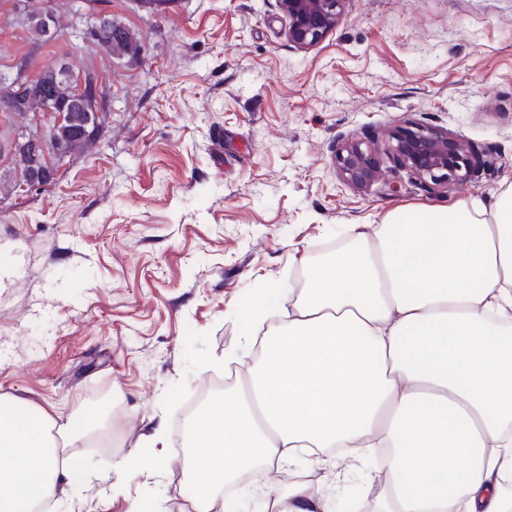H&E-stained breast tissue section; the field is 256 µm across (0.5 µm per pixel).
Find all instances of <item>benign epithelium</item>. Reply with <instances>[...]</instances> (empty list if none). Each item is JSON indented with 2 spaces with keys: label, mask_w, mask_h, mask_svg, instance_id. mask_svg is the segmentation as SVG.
<instances>
[{
  "label": "benign epithelium",
  "mask_w": 512,
  "mask_h": 512,
  "mask_svg": "<svg viewBox=\"0 0 512 512\" xmlns=\"http://www.w3.org/2000/svg\"><path fill=\"white\" fill-rule=\"evenodd\" d=\"M349 0H277V6L288 18V38L300 49L322 43L345 14ZM49 40L58 34L55 12L51 9L33 16ZM76 102L84 112L80 131L96 136L101 123L99 113L104 105L101 84L92 73L72 75ZM31 84V78L19 76L15 83L0 91V99L11 103ZM388 155L422 184L432 188L453 190L471 180L479 164L477 154L467 141L441 128L418 125L393 133ZM336 171L345 185L356 192L369 190L380 178L375 149L359 137L341 139L333 157ZM57 170L41 171L31 182L22 185L26 192L52 183Z\"/></svg>",
  "instance_id": "obj_1"
}]
</instances>
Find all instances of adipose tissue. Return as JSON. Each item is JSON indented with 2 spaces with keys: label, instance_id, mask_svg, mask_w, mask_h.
Here are the masks:
<instances>
[{
  "label": "adipose tissue",
  "instance_id": "obj_1",
  "mask_svg": "<svg viewBox=\"0 0 512 512\" xmlns=\"http://www.w3.org/2000/svg\"><path fill=\"white\" fill-rule=\"evenodd\" d=\"M282 294L287 315L253 311L225 352L246 380L195 423L194 512H236L245 475L263 512H335L365 466L357 512H512V186L354 228ZM84 437L0 398V512L54 498Z\"/></svg>",
  "mask_w": 512,
  "mask_h": 512
}]
</instances>
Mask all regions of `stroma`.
<instances>
[{
	"mask_svg": "<svg viewBox=\"0 0 512 512\" xmlns=\"http://www.w3.org/2000/svg\"><path fill=\"white\" fill-rule=\"evenodd\" d=\"M55 3L59 37L36 44L17 0H0V70L64 56L97 71L109 105L100 141L52 184L0 189V397L72 423L111 393L97 432L118 451L72 449L51 510L158 512L190 499L178 472L125 480L115 465L223 378L264 285L396 206L487 202L512 185V0H349L307 51L276 0H97L137 37L109 60ZM410 122L455 132L488 164L449 196L388 160L369 191L342 184L339 140Z\"/></svg>",
	"mask_w": 512,
	"mask_h": 512,
	"instance_id": "obj_1",
	"label": "stroma"
}]
</instances>
